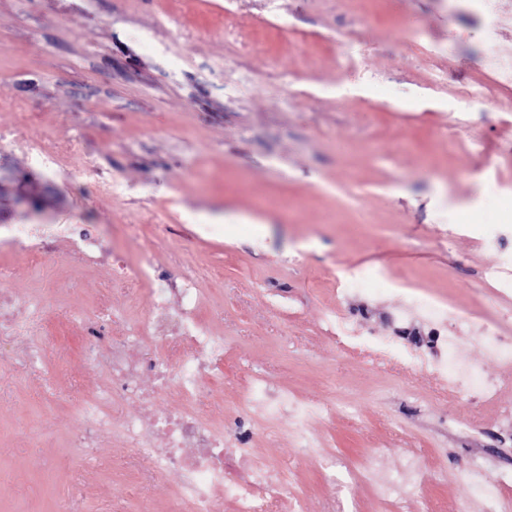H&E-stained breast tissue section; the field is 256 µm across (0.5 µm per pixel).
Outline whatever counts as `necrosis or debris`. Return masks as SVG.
Segmentation results:
<instances>
[{
    "mask_svg": "<svg viewBox=\"0 0 512 512\" xmlns=\"http://www.w3.org/2000/svg\"><path fill=\"white\" fill-rule=\"evenodd\" d=\"M61 241L67 242L73 261L110 267L113 285L133 290L148 276L145 268L128 267L114 253L107 234L93 235L76 224H0V252L21 255L34 264ZM203 303L202 292L192 281L176 289L157 288L145 321L131 335L113 337V389L122 394L138 392L140 400L148 403L174 389L184 400L174 411L128 422L125 436L154 471H178L173 512H224L228 502L236 512H305L302 499L290 502L280 495L288 477L255 454L250 446L253 429L226 439L223 429L209 423L196 407L204 386L217 381L216 370L224 359V339L214 335L203 318ZM419 308L427 316L425 351L411 356L414 367L435 374L443 389L467 396L470 403L496 399L502 381L485 375L465 351L469 325L459 320L454 309L432 302L420 303ZM146 379L153 381L152 391H142ZM241 406L270 419L291 408L302 429L314 414L313 408L271 388L258 375L246 378ZM383 454V449H370L357 468L358 481L378 499L405 502L430 479L426 465L415 459L399 473L387 472L379 464Z\"/></svg>",
    "mask_w": 512,
    "mask_h": 512,
    "instance_id": "necrosis-or-debris-1",
    "label": "necrosis or debris"
}]
</instances>
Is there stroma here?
<instances>
[{"label": "stroma", "mask_w": 512, "mask_h": 512, "mask_svg": "<svg viewBox=\"0 0 512 512\" xmlns=\"http://www.w3.org/2000/svg\"><path fill=\"white\" fill-rule=\"evenodd\" d=\"M512 0H0V224L113 230L140 290L111 287L58 247L44 273L0 256V291L48 306L0 364V512H170L174 473L128 447L126 421L178 408L113 394L109 338L68 316L106 307L111 336L135 329L158 286L189 276L229 346L201 392L232 431L242 378L304 403L319 448L358 465L423 461L432 476L403 512H480L462 474L512 471V428L493 406L442 392L434 376L348 347L339 324L414 344L409 296L512 335V295L487 269L512 254ZM93 162L112 193L77 180ZM25 193L42 211L27 217ZM109 425L85 418L89 395ZM253 448L290 472L306 512H392L361 484L333 497L295 452V417Z\"/></svg>", "instance_id": "stroma-1"}]
</instances>
